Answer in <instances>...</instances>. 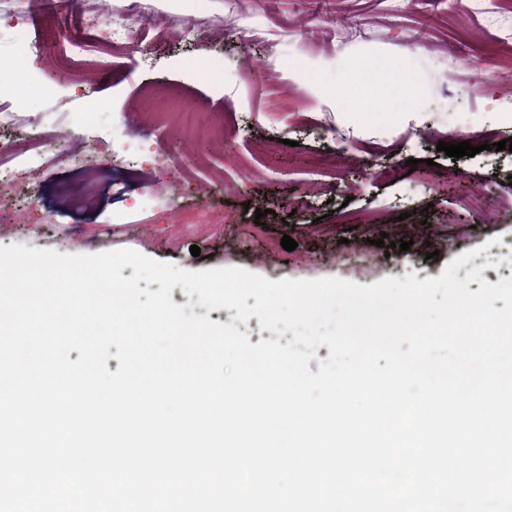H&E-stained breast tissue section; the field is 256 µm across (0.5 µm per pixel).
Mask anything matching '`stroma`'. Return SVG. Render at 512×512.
I'll return each instance as SVG.
<instances>
[{"mask_svg": "<svg viewBox=\"0 0 512 512\" xmlns=\"http://www.w3.org/2000/svg\"><path fill=\"white\" fill-rule=\"evenodd\" d=\"M105 5L151 20L138 52L105 67L67 60L53 15L0 25V64L27 59V110L0 139L33 136L56 157L50 174L17 199L21 224L0 226V246L132 249L191 271L241 267L272 281L338 277L361 285L410 273L436 278L480 248L469 268L490 261L481 281L512 277V151L492 148L512 129L503 119L512 114V75L495 24L443 0H407L398 17L385 0H212L179 13L164 0ZM240 13L275 32L277 74L242 69L243 58L262 59L266 48L225 33V19ZM339 18L350 27L329 39ZM191 20L205 38L182 39ZM161 22L167 42L158 51ZM175 83L184 98L206 104L208 138L184 140L155 112L153 99ZM285 92L302 108H274ZM464 140L475 156L437 150L438 142ZM126 145L138 150L137 162L119 157ZM173 145L185 158V178L167 191L151 159ZM392 161L399 176L380 177L379 164ZM285 190L309 196L308 207L269 205ZM472 195L482 197L481 207L467 205ZM173 203L218 207L231 221L189 236L166 221ZM347 213L369 215L370 234L342 224ZM44 215L50 223H41ZM384 234L394 249L377 246ZM286 235L295 250L282 248ZM402 240L409 250L397 249ZM194 245L200 256H192ZM433 248L438 256H430Z\"/></svg>", "mask_w": 512, "mask_h": 512, "instance_id": "obj_1", "label": "stroma"}]
</instances>
